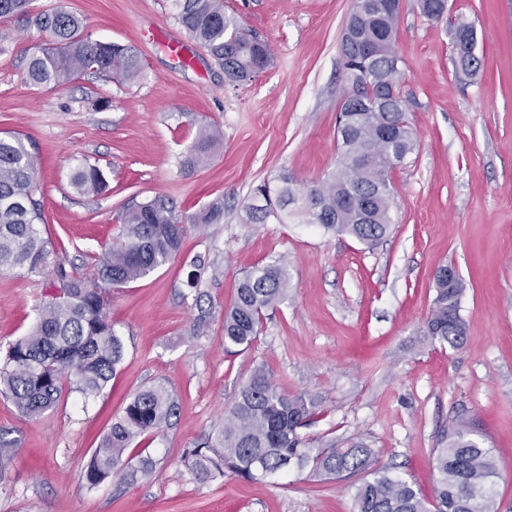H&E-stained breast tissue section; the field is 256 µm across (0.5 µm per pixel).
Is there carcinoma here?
Here are the masks:
<instances>
[{
	"instance_id": "cac0c4a2",
	"label": "carcinoma",
	"mask_w": 512,
	"mask_h": 512,
	"mask_svg": "<svg viewBox=\"0 0 512 512\" xmlns=\"http://www.w3.org/2000/svg\"><path fill=\"white\" fill-rule=\"evenodd\" d=\"M382 5L383 0H354V38L371 49V57L341 43L342 70L354 94L337 120L336 169L309 183L298 184L283 173L258 184L245 206V223L272 219L278 224H318L371 247L387 236L394 195L391 172L415 151L416 141L400 92L404 61L395 48L398 14ZM172 6L179 23L224 67L231 82L254 78L270 65V45L226 13L223 0H172ZM0 19H20L50 35L27 61L26 78L35 85L61 88L82 75L120 84L140 75L138 57L130 47L88 40L82 35L81 18L72 13H35L31 0H0ZM467 35H474L471 26L457 27L455 63L463 73L474 75L481 59L463 42ZM221 139L217 128H201L190 163L205 162ZM70 184L82 195H98L109 187L103 171L92 164L78 166ZM38 192L36 166L21 138L0 137L1 274L37 272L51 263L53 251L40 231L45 217ZM120 220V239L98 260L97 276L69 272L57 264V294L39 307L28 334L8 347L0 366V395L26 417L57 407L67 388L86 397L103 391L125 354L108 312L110 288L140 280L172 260L188 225L222 223L224 203L212 202L181 218L172 202L156 196L127 206ZM434 283V308L425 335L433 343L455 348L466 334L460 314L465 285L460 280L450 288L438 273ZM287 296L284 263L244 274L224 310L225 349L250 347L265 313ZM319 406L316 395L279 390L260 364L225 413L224 425L202 447L187 451L188 469L201 482L222 478L227 471L255 481L292 466L336 480L368 471L372 479L355 486L353 512H496V463L474 424L458 421L442 439L435 462L436 499L430 508L408 481L374 467V451L361 439L336 443L305 438L300 429L313 422ZM176 409L163 386L137 392L93 451L83 472L86 483L95 487L114 475L129 482L150 476L152 460L142 459L131 469L124 455L137 437L162 431Z\"/></svg>"
}]
</instances>
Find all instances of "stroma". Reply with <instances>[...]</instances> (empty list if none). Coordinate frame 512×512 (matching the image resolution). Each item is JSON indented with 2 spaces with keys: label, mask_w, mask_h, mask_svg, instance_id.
I'll return each instance as SVG.
<instances>
[{
  "label": "stroma",
  "mask_w": 512,
  "mask_h": 512,
  "mask_svg": "<svg viewBox=\"0 0 512 512\" xmlns=\"http://www.w3.org/2000/svg\"><path fill=\"white\" fill-rule=\"evenodd\" d=\"M67 10L93 41L131 47L140 77L117 84L84 75L64 88L35 86L26 62L44 33L0 20V135H17L37 161L54 249L40 273L0 274V358L52 295L54 264L92 273L122 231L125 204L157 196L189 215L224 203V221L189 227L179 254L147 277L114 289L112 324L125 344L114 378L96 396L65 392L28 419L0 396V512H351L346 482L308 471L248 482L233 474L201 482L183 462L224 420L254 367L279 389L320 396L310 437H358L376 463L434 498L435 448L456 420L473 423L496 460L497 512H512V0H449L429 21L420 0H402L395 46L401 92L417 147L394 169L389 235L377 248L316 224H245L260 181L288 172L326 178L338 162L336 117L347 85L341 36L353 0H224L226 13L267 42L272 65L229 83L188 39L171 0H34ZM472 25L482 65L455 66L454 33ZM156 26L183 39L187 59L149 40ZM223 141L206 162L185 160L201 126ZM98 165L109 188L70 186L73 169ZM207 268L186 285L195 257ZM284 261L287 299L267 312L249 347L224 349V309L246 271ZM454 265L466 284L463 344L430 342L436 269ZM161 384L178 410L169 426L137 438L130 466L151 458L149 479L81 477L112 422L141 389Z\"/></svg>",
  "instance_id": "1"
}]
</instances>
